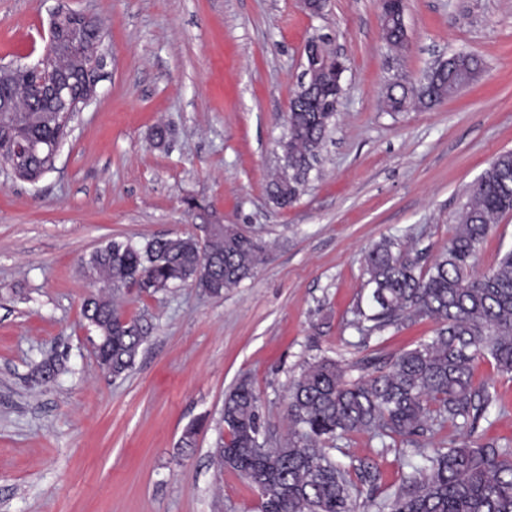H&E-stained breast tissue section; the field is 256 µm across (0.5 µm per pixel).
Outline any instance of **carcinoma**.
Masks as SVG:
<instances>
[{
  "instance_id": "1",
  "label": "carcinoma",
  "mask_w": 512,
  "mask_h": 512,
  "mask_svg": "<svg viewBox=\"0 0 512 512\" xmlns=\"http://www.w3.org/2000/svg\"><path fill=\"white\" fill-rule=\"evenodd\" d=\"M385 40L404 46L400 5L383 4ZM306 56L320 69L314 83L293 95L288 110V172L270 184L272 201L286 207L305 191L312 165L336 115L331 103L342 89H333L335 56L316 38ZM483 70L472 54L460 56L431 74L425 91L416 94L405 82L388 88L384 110L401 112L408 105L429 109L471 84ZM55 112L0 114V156L9 159L14 147L31 139L55 141L66 136ZM512 212V151L499 153L457 217L448 246L431 263L394 250L383 239L365 257L370 286L366 334L405 323L431 320L434 335L393 355L374 354L363 360V374L350 376L332 359L316 362L288 388V440L271 448L260 446L259 399L246 378L224 398V441L216 449L221 466L238 472L257 492L260 512H357L360 481L376 492L369 500L375 512H512V447L489 440L436 447L431 437L447 424L472 437L493 405L489 387L475 383L474 368L483 358L512 375V249L495 266L475 272L476 246L494 224ZM265 245L233 224L213 237L212 262L200 258L194 237L153 239L142 247L111 240L93 251L82 267L98 287L82 304V316L104 342L112 375L134 365L144 341L142 327L124 317L116 294L137 283L144 292L186 285L200 265L209 268V287L219 297L254 275L263 262ZM355 432L404 445L410 472L402 485L388 492L369 468L357 480L331 458L324 444Z\"/></svg>"
}]
</instances>
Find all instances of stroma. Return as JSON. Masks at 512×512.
<instances>
[{
    "instance_id": "1",
    "label": "stroma",
    "mask_w": 512,
    "mask_h": 512,
    "mask_svg": "<svg viewBox=\"0 0 512 512\" xmlns=\"http://www.w3.org/2000/svg\"><path fill=\"white\" fill-rule=\"evenodd\" d=\"M61 8L106 22L109 63L53 170L30 183L0 168V512H257L256 492L214 461L224 397L249 378L262 436L280 443L308 365L432 336L422 320L362 338L364 258L384 238L438 253L476 180L512 150V0H405L399 52L379 0H328L319 16L301 0H0V63L36 62ZM315 35L345 60L340 107L307 191L282 208L269 182ZM460 51L483 59L476 82L429 109L382 110L390 81ZM158 126L171 131L161 146ZM204 223L247 228L267 244L263 263L219 297L126 292L146 340L110 375L82 316L83 259ZM474 379L494 398L482 439L512 445V376L484 359ZM190 426L196 443L180 447ZM331 454L390 490L407 471L366 432Z\"/></svg>"
}]
</instances>
